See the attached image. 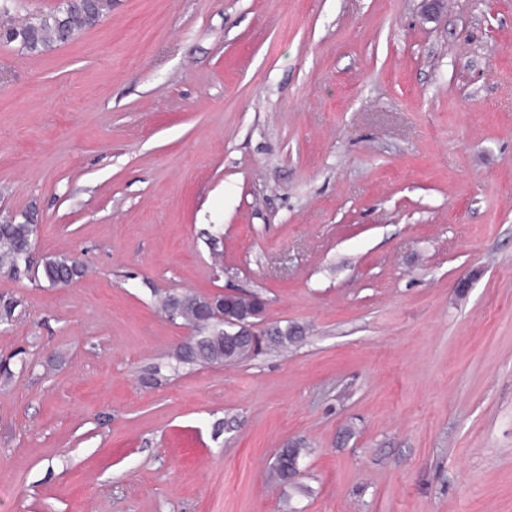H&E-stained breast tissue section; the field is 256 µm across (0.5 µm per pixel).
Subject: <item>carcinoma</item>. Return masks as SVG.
<instances>
[{"mask_svg":"<svg viewBox=\"0 0 512 512\" xmlns=\"http://www.w3.org/2000/svg\"><path fill=\"white\" fill-rule=\"evenodd\" d=\"M112 10V0H69L67 8L60 6L39 16L35 28L25 32L20 38L22 51L31 56L42 55L66 43L79 32L96 25ZM32 217L25 214L20 220L0 224V275L14 280L26 278L30 274L29 255L32 249ZM83 263L70 256L50 257L43 263L41 278L50 286L61 281L76 282L84 275ZM211 297L197 293L173 294L165 301L164 309L170 319L191 322L200 308L206 306ZM18 301L12 296L0 295V324L12 322ZM294 336L288 330H278L265 339L254 337L253 352L262 348L282 347ZM238 339L224 335V324L213 321L197 331L193 347L178 354V360L185 364H222L237 357L235 348ZM305 449L301 447L282 449L281 459L273 467L274 476L284 484L291 482L288 477V456L301 457Z\"/></svg>","mask_w":512,"mask_h":512,"instance_id":"1","label":"carcinoma"}]
</instances>
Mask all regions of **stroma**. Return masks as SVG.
<instances>
[{"label":"stroma","instance_id":"stroma-1","mask_svg":"<svg viewBox=\"0 0 512 512\" xmlns=\"http://www.w3.org/2000/svg\"><path fill=\"white\" fill-rule=\"evenodd\" d=\"M0 512H512V0H112L0 42ZM303 338L176 362L170 292ZM302 442V475L270 466ZM111 10L112 0L69 1L66 9L58 6L39 16L36 27L20 38L21 50L31 56L49 52L96 25ZM10 224H0V275L14 280L29 278L32 249V217L21 215ZM84 272L83 263L76 258L70 256L50 257L43 263L41 278L49 286H56L61 281L76 282L83 277Z\"/></svg>","mask_w":512,"mask_h":512}]
</instances>
